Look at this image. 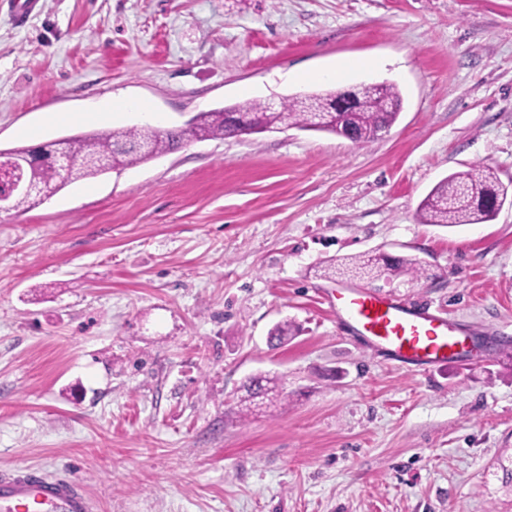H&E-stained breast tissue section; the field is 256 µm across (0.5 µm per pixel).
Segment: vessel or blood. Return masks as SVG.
I'll return each instance as SVG.
<instances>
[{"mask_svg": "<svg viewBox=\"0 0 512 512\" xmlns=\"http://www.w3.org/2000/svg\"><path fill=\"white\" fill-rule=\"evenodd\" d=\"M336 312L358 336L380 345L399 362L430 366L462 357L461 336L440 315L412 308L378 293L342 294ZM76 484L31 471L0 474V512H91Z\"/></svg>", "mask_w": 512, "mask_h": 512, "instance_id": "1", "label": "vessel or blood"}]
</instances>
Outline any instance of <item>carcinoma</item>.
<instances>
[{
  "label": "carcinoma",
  "instance_id": "1",
  "mask_svg": "<svg viewBox=\"0 0 512 512\" xmlns=\"http://www.w3.org/2000/svg\"><path fill=\"white\" fill-rule=\"evenodd\" d=\"M354 97L356 109L336 113V126L318 118L327 105ZM403 107L401 93L394 83L382 82L357 88L329 90L318 93L283 97L276 105L268 101L246 100L211 112H201L196 120L211 139H224L242 134L246 129L262 132L271 129L350 133L357 143L373 141L388 131L397 121ZM187 135L180 129L160 130L148 125L126 129L103 130L75 138L83 162L68 171L59 168L29 170L38 185L35 194H17L10 209L23 212L54 196L72 180L96 177L103 173L93 157H112L119 168L136 165L165 154L181 144ZM508 198V189L497 174L477 163L468 170L453 173L437 183L417 207L422 224L456 227L493 220L499 212V202ZM354 272L370 280L409 276L419 280L422 264L415 258L394 257L385 253H362L330 260L324 268L328 277L339 272ZM239 402L249 415L277 406L284 398V382L278 375L259 374L247 378L241 385Z\"/></svg>",
  "mask_w": 512,
  "mask_h": 512
}]
</instances>
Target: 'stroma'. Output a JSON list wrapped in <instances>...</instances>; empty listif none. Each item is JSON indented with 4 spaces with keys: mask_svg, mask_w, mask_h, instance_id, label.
Wrapping results in <instances>:
<instances>
[{
    "mask_svg": "<svg viewBox=\"0 0 512 512\" xmlns=\"http://www.w3.org/2000/svg\"><path fill=\"white\" fill-rule=\"evenodd\" d=\"M344 60L368 66L326 78ZM384 81L403 109L370 143L189 141L0 214V473L69 480L92 512H512V205L415 217L473 164L512 184V0L0 5V150ZM372 250L427 276L323 277ZM348 288L486 346L403 366L327 309ZM260 372L287 398L247 416Z\"/></svg>",
    "mask_w": 512,
    "mask_h": 512,
    "instance_id": "1",
    "label": "stroma"
}]
</instances>
